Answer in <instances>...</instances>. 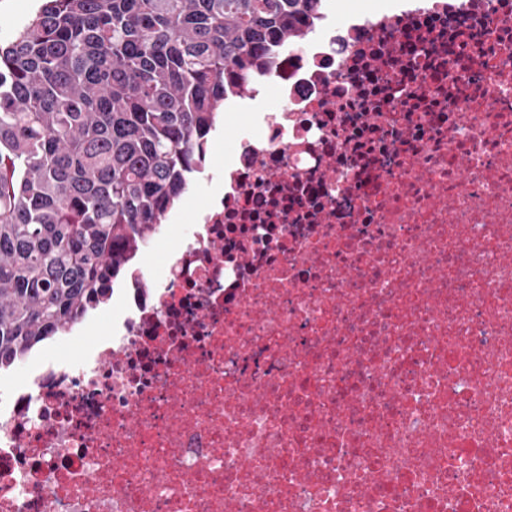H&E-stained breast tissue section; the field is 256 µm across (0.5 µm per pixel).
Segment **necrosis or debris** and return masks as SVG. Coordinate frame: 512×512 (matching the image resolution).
<instances>
[{"label": "necrosis or debris", "instance_id": "4bbe7bcc", "mask_svg": "<svg viewBox=\"0 0 512 512\" xmlns=\"http://www.w3.org/2000/svg\"><path fill=\"white\" fill-rule=\"evenodd\" d=\"M337 11L111 328L0 374V512H512V0Z\"/></svg>", "mask_w": 512, "mask_h": 512}]
</instances>
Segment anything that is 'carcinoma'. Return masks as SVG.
Returning <instances> with one entry per match:
<instances>
[{"label":"carcinoma","mask_w":512,"mask_h":512,"mask_svg":"<svg viewBox=\"0 0 512 512\" xmlns=\"http://www.w3.org/2000/svg\"><path fill=\"white\" fill-rule=\"evenodd\" d=\"M324 0H42L0 45V369L109 300Z\"/></svg>","instance_id":"carcinoma-1"}]
</instances>
